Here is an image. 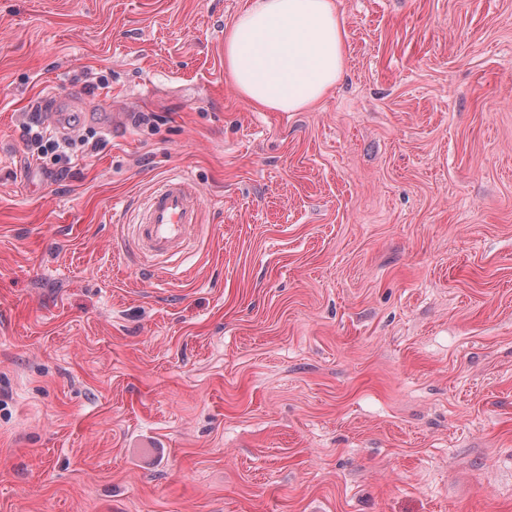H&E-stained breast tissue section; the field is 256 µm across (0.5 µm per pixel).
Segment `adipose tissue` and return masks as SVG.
I'll use <instances>...</instances> for the list:
<instances>
[{"instance_id": "1", "label": "adipose tissue", "mask_w": 512, "mask_h": 512, "mask_svg": "<svg viewBox=\"0 0 512 512\" xmlns=\"http://www.w3.org/2000/svg\"><path fill=\"white\" fill-rule=\"evenodd\" d=\"M224 67L256 108L299 112L313 106L345 67L335 0H256L224 34Z\"/></svg>"}]
</instances>
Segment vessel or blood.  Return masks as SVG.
<instances>
[{
	"mask_svg": "<svg viewBox=\"0 0 512 512\" xmlns=\"http://www.w3.org/2000/svg\"><path fill=\"white\" fill-rule=\"evenodd\" d=\"M199 214V197L187 180H167L151 192L138 212L133 244L145 258L183 254L190 247Z\"/></svg>",
	"mask_w": 512,
	"mask_h": 512,
	"instance_id": "vessel-or-blood-1",
	"label": "vessel or blood"
}]
</instances>
